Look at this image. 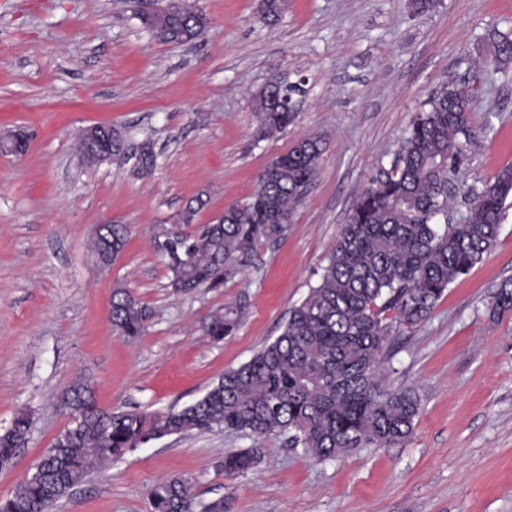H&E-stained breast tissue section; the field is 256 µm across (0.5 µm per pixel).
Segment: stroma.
<instances>
[{
  "label": "stroma",
  "instance_id": "35a3bbf8",
  "mask_svg": "<svg viewBox=\"0 0 512 512\" xmlns=\"http://www.w3.org/2000/svg\"><path fill=\"white\" fill-rule=\"evenodd\" d=\"M196 3L209 28L177 46L142 27L141 0H0V131L29 134L24 154H0V429L21 411L32 421L0 471V499L71 426L73 382L105 410H178L279 336L359 195L450 77L481 73L459 179L512 164V63L503 74L491 66L512 0H442L423 16L408 0H287L271 23L257 0ZM274 74L305 93L294 125L261 140L253 96ZM100 122L122 131L128 153L91 165L76 139ZM307 136L323 137L324 151L287 235L258 246L255 264L222 287L174 293L155 243L178 213L200 196L187 232L217 223ZM146 140L157 161L143 175L133 154ZM107 221L129 238L103 270L90 240ZM509 278L512 207L492 252L424 322L393 333L386 383L421 403L404 443L324 460L278 433L174 435L94 468L50 512H151L153 487L171 477L188 479L197 503L228 500L229 512H512V310L493 308ZM119 284L153 311L133 340L110 321ZM242 294L238 329L205 336V316ZM240 451L255 466L225 473V456Z\"/></svg>",
  "mask_w": 512,
  "mask_h": 512
}]
</instances>
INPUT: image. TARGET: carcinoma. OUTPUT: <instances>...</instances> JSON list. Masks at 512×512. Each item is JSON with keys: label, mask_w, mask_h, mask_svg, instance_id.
<instances>
[{"label": "carcinoma", "mask_w": 512, "mask_h": 512, "mask_svg": "<svg viewBox=\"0 0 512 512\" xmlns=\"http://www.w3.org/2000/svg\"><path fill=\"white\" fill-rule=\"evenodd\" d=\"M138 19L161 41L178 45L194 41L208 26L205 14L183 3ZM497 37L498 68L512 61V37ZM284 85L279 79L253 97L260 138L285 131L296 118L297 88ZM471 101L466 81L452 80L424 102L390 168L381 170L356 201L319 282L290 310L279 336L177 411H99L90 386L73 385L65 403L75 423L55 438L57 451L39 459V475L0 500V512H46L48 503L68 495L93 465L151 440L194 430L224 429L258 438L288 432L295 445L323 459L409 437L420 412L419 397L382 383V354L392 324L413 328L425 321L448 286L492 251L506 201L512 198V166L478 184L457 179L475 139ZM322 152L321 138L298 140L264 168L247 203L227 208L218 223L204 225L193 236L170 231L157 240L159 253L168 260L173 291L218 288L253 264L257 243L284 238ZM139 163L144 174L154 169L151 142L140 145ZM454 203L465 207L457 217L450 214ZM126 243L123 224L95 228L96 254L116 257ZM494 303L499 310H512V279L499 284ZM248 306L242 296L211 312L203 322L205 334L223 340L242 322ZM152 316L129 289L113 290L111 322L120 335L140 336ZM30 424L29 413L21 411L0 432L1 465L11 464L26 445ZM254 464L250 452L230 454L224 472H245ZM150 504L152 512L229 509L222 498L197 507L187 481L178 477L156 484Z\"/></svg>", "instance_id": "obj_1"}]
</instances>
